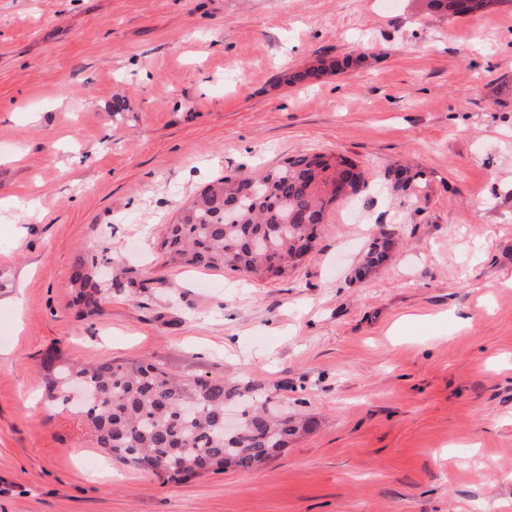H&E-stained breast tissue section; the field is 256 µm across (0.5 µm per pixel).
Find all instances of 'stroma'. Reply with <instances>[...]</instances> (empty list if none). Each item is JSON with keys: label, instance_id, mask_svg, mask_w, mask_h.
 <instances>
[{"label": "stroma", "instance_id": "1", "mask_svg": "<svg viewBox=\"0 0 512 512\" xmlns=\"http://www.w3.org/2000/svg\"><path fill=\"white\" fill-rule=\"evenodd\" d=\"M299 152L368 185L288 277L168 264L179 205ZM398 163L418 198L384 188ZM80 257L122 272L88 318ZM49 352L243 379L316 424L171 482L46 399ZM0 512H512V0H0ZM490 0H430V6L435 10L459 17L476 16L487 8ZM458 5H463L459 8ZM394 243L391 236L373 239L364 253L362 269L370 270L383 264L387 260Z\"/></svg>", "mask_w": 512, "mask_h": 512}]
</instances>
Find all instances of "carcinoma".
Returning a JSON list of instances; mask_svg holds the SVG:
<instances>
[{"instance_id": "1", "label": "carcinoma", "mask_w": 512, "mask_h": 512, "mask_svg": "<svg viewBox=\"0 0 512 512\" xmlns=\"http://www.w3.org/2000/svg\"><path fill=\"white\" fill-rule=\"evenodd\" d=\"M490 0H430L435 10L459 17L476 16ZM325 68L292 73L290 84L318 80ZM422 173L404 166L384 172V185L395 193L418 196ZM354 196L367 186L366 173L348 158L297 153L260 173L224 175L180 207L165 225L159 247L175 266L220 271L229 267L258 279L288 276L302 257L312 254L318 227L336 203V185ZM394 245L390 236L373 239L362 269L383 264ZM78 314L87 316L106 292L95 269L76 262ZM57 357L43 360L48 375L45 391L63 407L70 405L74 387L87 394L80 417L99 448L136 466L158 465L156 474L171 481H188L226 465L241 470L269 458L288 445L305 419L275 418L266 406L253 404L248 418L232 434L224 431V403L251 391L240 381L199 376L176 380L153 363L131 366L110 362L92 366L56 367Z\"/></svg>"}]
</instances>
